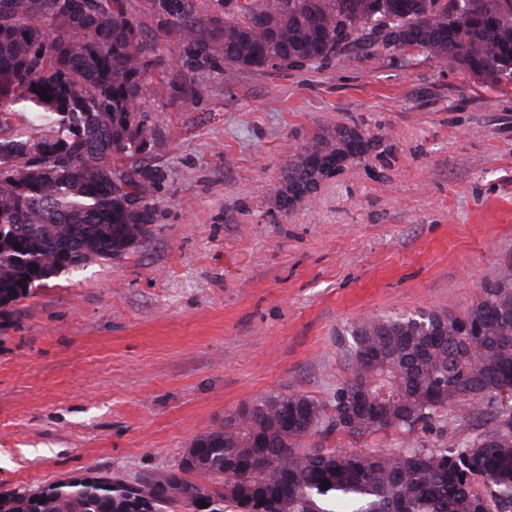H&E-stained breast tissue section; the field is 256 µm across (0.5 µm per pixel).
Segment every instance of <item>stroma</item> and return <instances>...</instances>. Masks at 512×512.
<instances>
[{
	"label": "stroma",
	"mask_w": 512,
	"mask_h": 512,
	"mask_svg": "<svg viewBox=\"0 0 512 512\" xmlns=\"http://www.w3.org/2000/svg\"><path fill=\"white\" fill-rule=\"evenodd\" d=\"M162 171L148 237L62 274L0 325V491L89 470L174 468L227 413L278 392L328 400L348 323L462 315L512 257V81L422 53L260 73L212 69L197 99L149 103ZM360 128L371 152L281 209L290 147ZM471 419L406 435H310L304 448H431Z\"/></svg>",
	"instance_id": "35a3bbf8"
}]
</instances>
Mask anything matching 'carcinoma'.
<instances>
[{
  "label": "carcinoma",
  "instance_id": "cac0c4a2",
  "mask_svg": "<svg viewBox=\"0 0 512 512\" xmlns=\"http://www.w3.org/2000/svg\"><path fill=\"white\" fill-rule=\"evenodd\" d=\"M190 75L170 78L132 0H0V316L64 272L150 232L161 171L147 99L194 97L218 63L241 72L411 48L493 85L512 77V0H152ZM277 40H272V33ZM51 99H42L43 93ZM345 156L337 128L290 155ZM347 377L319 402L280 392L198 435L175 470L99 472L0 493V512H512V411L441 448L355 452L304 437L411 433L512 393V260L463 316L367 317L344 331ZM328 487H322V484ZM208 507H202V503Z\"/></svg>",
  "mask_w": 512,
  "mask_h": 512
}]
</instances>
